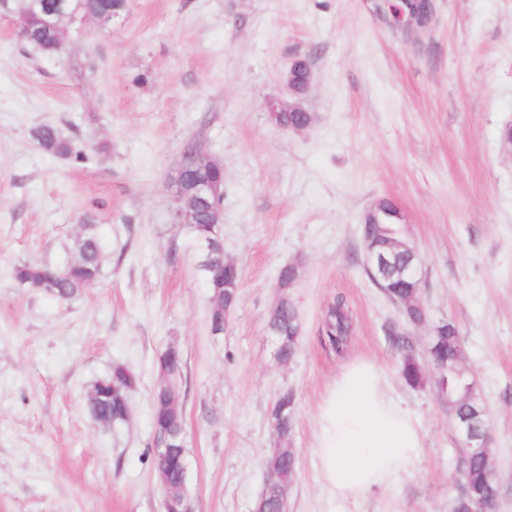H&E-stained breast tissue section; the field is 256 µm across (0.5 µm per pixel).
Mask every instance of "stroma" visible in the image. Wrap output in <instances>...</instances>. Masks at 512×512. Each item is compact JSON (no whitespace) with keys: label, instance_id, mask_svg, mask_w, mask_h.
I'll list each match as a JSON object with an SVG mask.
<instances>
[{"label":"stroma","instance_id":"35a3bbf8","mask_svg":"<svg viewBox=\"0 0 512 512\" xmlns=\"http://www.w3.org/2000/svg\"><path fill=\"white\" fill-rule=\"evenodd\" d=\"M392 0H129L110 31L84 22L43 58L0 16V512H164L151 395L171 346L181 391L194 512H252L274 446L271 410L295 400L299 469L290 512H452L460 449L446 400L399 373L390 328L426 359L433 326L455 322L483 396L498 512H512V0H433L428 29ZM307 60L311 125L285 131L266 104L288 99ZM56 126L90 155H48L31 127ZM196 141L224 165V254L240 299L212 335L201 250L174 223L168 179ZM422 258L428 320L404 322L369 278L360 224L381 200ZM110 242L99 281L62 301L14 281L21 263L63 265L84 212ZM302 332L279 364L268 330L277 273ZM343 295L353 334L325 349L324 307ZM372 362L417 422L423 446L389 483L332 497L317 450L318 412L344 365ZM129 366L125 423L88 413L94 383Z\"/></svg>","mask_w":512,"mask_h":512}]
</instances>
